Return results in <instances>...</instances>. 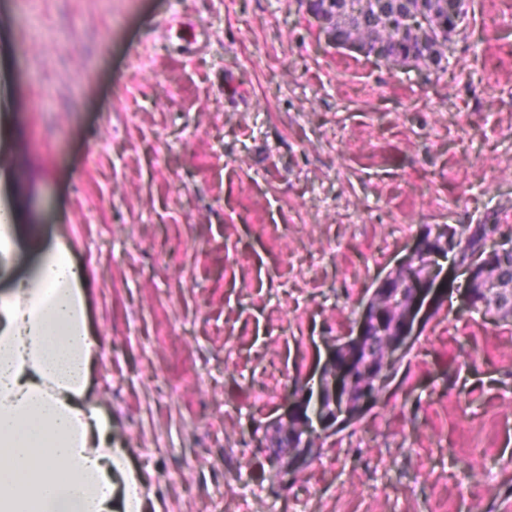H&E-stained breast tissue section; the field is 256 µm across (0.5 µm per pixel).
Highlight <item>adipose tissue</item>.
<instances>
[{"mask_svg":"<svg viewBox=\"0 0 512 512\" xmlns=\"http://www.w3.org/2000/svg\"><path fill=\"white\" fill-rule=\"evenodd\" d=\"M84 280L59 241L0 296V512H145L143 479L89 396Z\"/></svg>","mask_w":512,"mask_h":512,"instance_id":"obj_1","label":"adipose tissue"}]
</instances>
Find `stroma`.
I'll return each mask as SVG.
<instances>
[{
  "mask_svg": "<svg viewBox=\"0 0 512 512\" xmlns=\"http://www.w3.org/2000/svg\"><path fill=\"white\" fill-rule=\"evenodd\" d=\"M174 13L204 52L159 37ZM447 57L337 47L307 0H0V296L69 242L91 395L160 512H512V321L449 256L384 398L287 487L268 459L427 228L512 206V0H471ZM16 211L13 206L7 202L0 205V254L8 255L14 244L18 225Z\"/></svg>",
  "mask_w": 512,
  "mask_h": 512,
  "instance_id": "1",
  "label": "stroma"
}]
</instances>
